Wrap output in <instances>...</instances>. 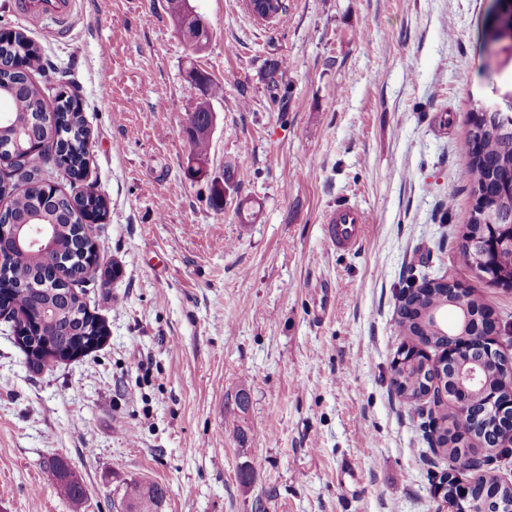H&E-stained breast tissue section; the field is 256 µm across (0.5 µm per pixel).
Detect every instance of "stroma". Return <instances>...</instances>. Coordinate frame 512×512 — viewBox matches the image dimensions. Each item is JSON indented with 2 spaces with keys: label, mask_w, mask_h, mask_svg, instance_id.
<instances>
[{
  "label": "stroma",
  "mask_w": 512,
  "mask_h": 512,
  "mask_svg": "<svg viewBox=\"0 0 512 512\" xmlns=\"http://www.w3.org/2000/svg\"><path fill=\"white\" fill-rule=\"evenodd\" d=\"M190 3L211 29L200 53L168 0H77L62 35L0 0V28L41 48L36 81L82 89L85 180L54 182L106 198L113 270L84 286L108 332L84 357L34 372L0 320V512H114L131 479L165 487L161 512H440L448 460L390 389L395 314L410 278L451 271L512 322V288L457 252L470 103L512 90V60L485 67L491 0H285L272 25L242 0ZM280 58L284 112L264 80ZM194 68L223 87L208 166L245 174L219 211L189 169ZM341 204L371 215L353 250L327 236ZM348 460L358 480L341 481ZM50 475L58 492L72 504L74 510H80L86 497V490L73 475L68 464L62 460L55 461L50 467Z\"/></svg>",
  "instance_id": "obj_1"
}]
</instances>
